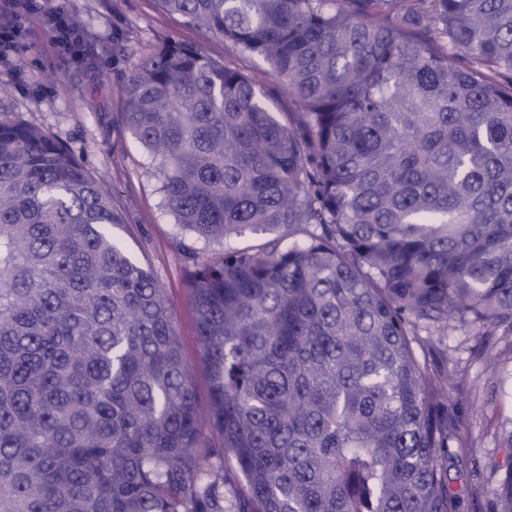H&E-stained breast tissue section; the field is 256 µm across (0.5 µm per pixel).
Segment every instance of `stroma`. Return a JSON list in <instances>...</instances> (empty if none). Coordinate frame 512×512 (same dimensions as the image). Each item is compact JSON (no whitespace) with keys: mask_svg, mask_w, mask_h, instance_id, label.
I'll use <instances>...</instances> for the list:
<instances>
[{"mask_svg":"<svg viewBox=\"0 0 512 512\" xmlns=\"http://www.w3.org/2000/svg\"><path fill=\"white\" fill-rule=\"evenodd\" d=\"M75 18L87 38L84 53L51 50V17ZM164 41L192 45L215 61L256 78L272 111L291 99L260 59L237 54L223 38L162 10L156 0H44L28 15L14 50L0 54V122L36 126L61 141L87 170L102 177L122 223L113 233L148 266L164 288L177 336L192 371L200 408L209 386L197 343L189 281L195 265L179 242L199 256L211 248L182 239L159 191L158 161L123 123L121 88L134 67ZM448 394L464 416L467 450L449 460L448 480L459 512H497L495 490L512 465V336L457 331L441 337Z\"/></svg>","mask_w":512,"mask_h":512,"instance_id":"stroma-1","label":"stroma"}]
</instances>
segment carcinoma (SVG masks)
I'll return each instance as SVG.
<instances>
[{"instance_id":"carcinoma-1","label":"carcinoma","mask_w":512,"mask_h":512,"mask_svg":"<svg viewBox=\"0 0 512 512\" xmlns=\"http://www.w3.org/2000/svg\"><path fill=\"white\" fill-rule=\"evenodd\" d=\"M158 2L294 110L167 41L124 125L184 233L268 240L194 273L204 417L101 180L0 123V512H224L216 456L235 512H458L463 418L421 333L512 336V0Z\"/></svg>"}]
</instances>
